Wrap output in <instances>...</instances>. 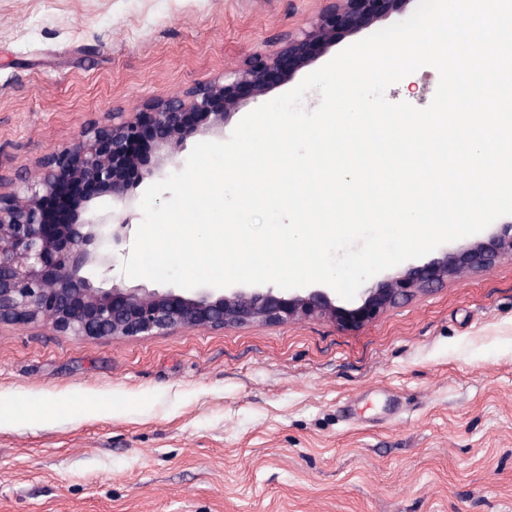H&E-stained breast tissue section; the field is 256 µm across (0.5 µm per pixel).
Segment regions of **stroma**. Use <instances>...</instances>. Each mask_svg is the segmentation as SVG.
Here are the masks:
<instances>
[{"instance_id": "1", "label": "stroma", "mask_w": 512, "mask_h": 512, "mask_svg": "<svg viewBox=\"0 0 512 512\" xmlns=\"http://www.w3.org/2000/svg\"><path fill=\"white\" fill-rule=\"evenodd\" d=\"M320 0H0V171L211 82ZM437 70L391 86L423 108ZM0 512H512V260L372 319L0 325Z\"/></svg>"}]
</instances>
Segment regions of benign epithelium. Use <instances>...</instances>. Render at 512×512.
Returning <instances> with one entry per match:
<instances>
[{"mask_svg": "<svg viewBox=\"0 0 512 512\" xmlns=\"http://www.w3.org/2000/svg\"><path fill=\"white\" fill-rule=\"evenodd\" d=\"M309 27L287 32L280 47L245 67L139 112L85 128L69 148L45 155L35 168L0 173V325L46 323L89 340L149 336L205 327L223 330L253 323L302 319H368L465 269L512 259V224L486 242L412 266L364 289L363 304L345 309L328 292L304 294L194 288L189 292L131 288L115 281L114 249L132 228L139 201L118 171L138 168L136 185L162 178L192 134L224 138V127L245 100L275 84L347 36L403 11L412 0H324ZM157 132L153 155L130 153L143 128ZM108 197L112 206L97 199Z\"/></svg>", "mask_w": 512, "mask_h": 512, "instance_id": "obj_1", "label": "benign epithelium"}]
</instances>
